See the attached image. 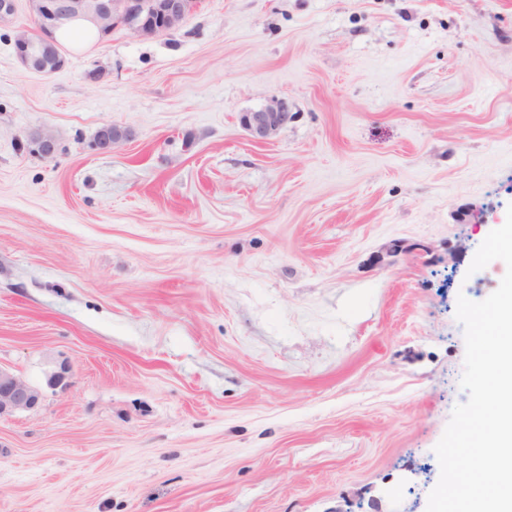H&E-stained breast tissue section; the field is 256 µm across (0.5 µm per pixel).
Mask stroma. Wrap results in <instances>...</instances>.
<instances>
[{"label":"stroma","instance_id":"35a3bbf8","mask_svg":"<svg viewBox=\"0 0 512 512\" xmlns=\"http://www.w3.org/2000/svg\"><path fill=\"white\" fill-rule=\"evenodd\" d=\"M33 27L0 26V367L43 397L0 419V512H426L457 300L506 272L470 265L512 204V0H201L48 76ZM291 117L288 103L277 99L258 110L240 113L239 123L253 141L266 142L276 136ZM133 133L128 127L106 124L99 128L94 138V146L108 149L112 146L131 140Z\"/></svg>","mask_w":512,"mask_h":512}]
</instances>
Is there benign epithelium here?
Masks as SVG:
<instances>
[{
    "label": "benign epithelium",
    "instance_id": "1",
    "mask_svg": "<svg viewBox=\"0 0 512 512\" xmlns=\"http://www.w3.org/2000/svg\"><path fill=\"white\" fill-rule=\"evenodd\" d=\"M37 32L21 31L14 39L17 60L26 69L46 75L61 69L65 56L56 31L75 21L91 23L101 38L120 28L137 37L168 34L178 29L197 10L201 0H26ZM292 114L288 103L277 99L264 107L239 116L241 127L255 142H266L276 136ZM131 129L114 124L99 128L94 146L108 149L131 140ZM36 152L43 158L54 157L55 138L40 130L31 134ZM70 366L61 363L47 376L51 388L67 385ZM42 400L41 391L13 372L0 367V418L18 411L36 409Z\"/></svg>",
    "mask_w": 512,
    "mask_h": 512
}]
</instances>
